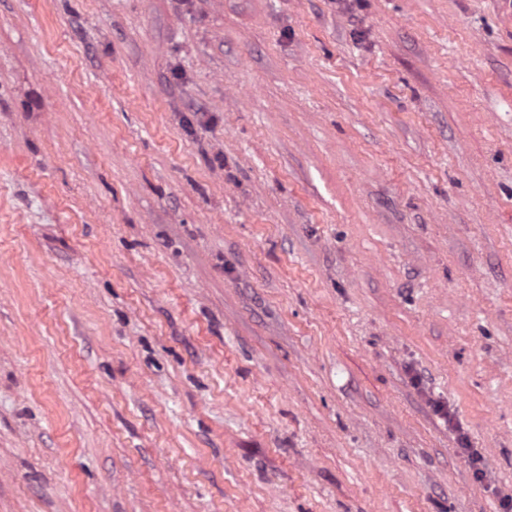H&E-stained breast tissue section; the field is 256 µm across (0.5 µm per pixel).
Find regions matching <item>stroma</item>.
Instances as JSON below:
<instances>
[{
    "label": "stroma",
    "instance_id": "stroma-1",
    "mask_svg": "<svg viewBox=\"0 0 512 512\" xmlns=\"http://www.w3.org/2000/svg\"><path fill=\"white\" fill-rule=\"evenodd\" d=\"M0 512H512V0H0Z\"/></svg>",
    "mask_w": 512,
    "mask_h": 512
}]
</instances>
